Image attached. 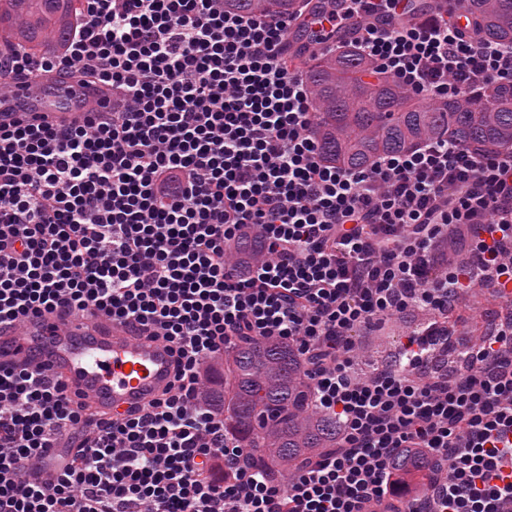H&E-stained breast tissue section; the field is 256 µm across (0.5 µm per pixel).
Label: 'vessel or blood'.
Wrapping results in <instances>:
<instances>
[{"label": "vessel or blood", "instance_id": "obj_1", "mask_svg": "<svg viewBox=\"0 0 512 512\" xmlns=\"http://www.w3.org/2000/svg\"><path fill=\"white\" fill-rule=\"evenodd\" d=\"M318 10L305 8L293 22L300 48L290 51L298 64L325 33ZM112 89L56 74L19 83L0 100V125L32 119L47 124L79 122L87 112L111 103ZM172 355L166 343L138 336L105 315L44 314L22 329H0V366L41 367L59 378L73 400L89 410L112 415L161 396L172 384Z\"/></svg>", "mask_w": 512, "mask_h": 512}]
</instances>
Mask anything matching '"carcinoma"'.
Returning <instances> with one entry per match:
<instances>
[{
    "label": "carcinoma",
    "mask_w": 512,
    "mask_h": 512,
    "mask_svg": "<svg viewBox=\"0 0 512 512\" xmlns=\"http://www.w3.org/2000/svg\"><path fill=\"white\" fill-rule=\"evenodd\" d=\"M242 12L299 11V0H224ZM78 0H0V46L43 52L69 31ZM484 39L512 42V0H459ZM324 159L341 168L367 169L381 155L412 149L429 138L460 146L512 151V85L458 100L423 104L392 79L374 73L350 40L305 62ZM211 395L224 409V430L249 450L247 463L284 482L299 464L339 442L336 422L311 409L300 357L285 342L243 341L213 375Z\"/></svg>",
    "instance_id": "1"
}]
</instances>
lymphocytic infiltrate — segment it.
<instances>
[{"label":"lymphocytic infiltrate","mask_w":512,"mask_h":512,"mask_svg":"<svg viewBox=\"0 0 512 512\" xmlns=\"http://www.w3.org/2000/svg\"><path fill=\"white\" fill-rule=\"evenodd\" d=\"M322 15L376 71L431 102L512 84V43L401 0ZM62 53L0 56V89L42 73L111 86L83 124L0 127V325L99 312L169 343L160 398L103 417L37 368H0V512H502L512 504V322L429 372L453 293L512 284V152L429 139L366 170L325 163L290 16L224 0H81ZM253 239L257 260L230 262ZM468 250L476 269L451 257ZM415 307L402 366L350 373L354 333ZM245 339L294 346L341 442L287 483L245 462L207 394ZM70 450L48 479L46 456ZM448 470L401 500L395 462Z\"/></svg>","instance_id":"f902f5d3"}]
</instances>
